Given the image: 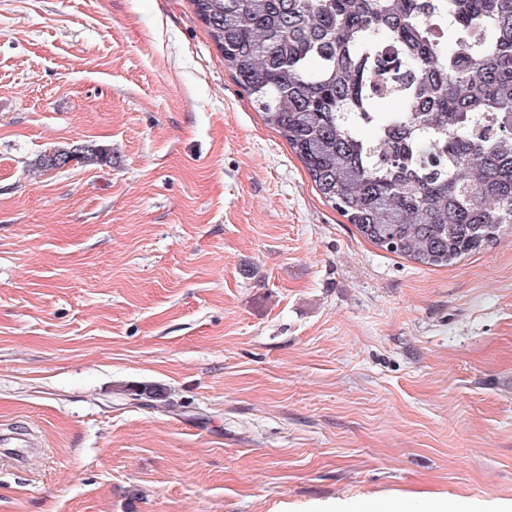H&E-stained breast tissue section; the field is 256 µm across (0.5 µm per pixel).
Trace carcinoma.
<instances>
[{"label": "carcinoma", "mask_w": 512, "mask_h": 512, "mask_svg": "<svg viewBox=\"0 0 512 512\" xmlns=\"http://www.w3.org/2000/svg\"><path fill=\"white\" fill-rule=\"evenodd\" d=\"M325 201L430 267L512 224V0H190ZM94 163L93 145L54 149Z\"/></svg>", "instance_id": "cac0c4a2"}]
</instances>
